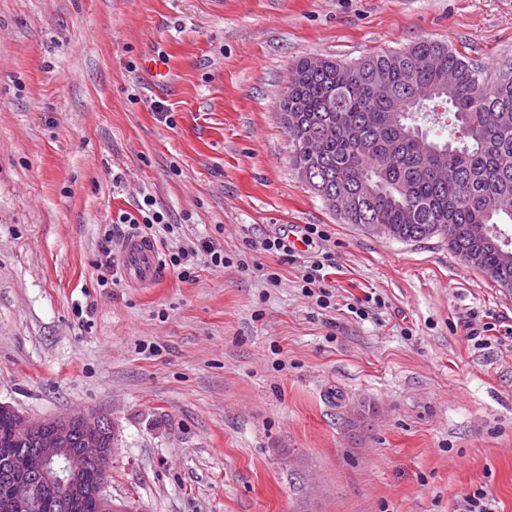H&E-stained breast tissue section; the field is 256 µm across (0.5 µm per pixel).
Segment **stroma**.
Masks as SVG:
<instances>
[{
	"instance_id": "stroma-1",
	"label": "stroma",
	"mask_w": 512,
	"mask_h": 512,
	"mask_svg": "<svg viewBox=\"0 0 512 512\" xmlns=\"http://www.w3.org/2000/svg\"><path fill=\"white\" fill-rule=\"evenodd\" d=\"M422 39L496 72L512 0H0V403L110 416L107 492L141 512H512V294L444 236L343 223L278 117L300 57ZM146 195L179 227L160 253L258 269L200 250L192 279L102 285ZM309 224L326 308L255 248Z\"/></svg>"
}]
</instances>
